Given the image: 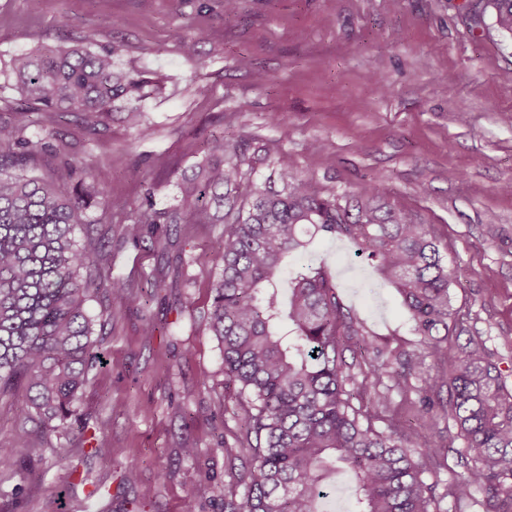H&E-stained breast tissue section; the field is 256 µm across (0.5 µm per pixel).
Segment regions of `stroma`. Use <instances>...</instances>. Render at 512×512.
<instances>
[{
  "instance_id": "stroma-1",
  "label": "stroma",
  "mask_w": 512,
  "mask_h": 512,
  "mask_svg": "<svg viewBox=\"0 0 512 512\" xmlns=\"http://www.w3.org/2000/svg\"><path fill=\"white\" fill-rule=\"evenodd\" d=\"M475 0H0V110L19 107L15 54L45 45H123L120 64L161 79L144 103L145 132L122 113L89 127L83 115L32 111L27 136L57 133L30 166L48 176L78 153L106 171L111 204L85 210L80 245L111 250L124 298L92 294V339L103 361L68 429L48 431L23 388L0 397V512H224V488L245 462L239 398L224 386L223 349L206 327L223 270L220 224L145 225L123 239L145 186L156 209L180 202L211 138L246 146L242 184L279 163L348 197L375 188L391 208L432 225L458 278L451 305L501 360L512 389V38ZM198 40L196 56L181 38ZM248 66H241V59ZM267 74L259 83L257 73ZM325 267L343 304L376 344L418 350L420 338L374 263L345 240L316 237L288 259V277ZM158 275L162 288L138 284ZM442 437L422 475L435 512H486L480 491L456 500L465 474ZM197 448L185 458V446ZM232 454H225V447Z\"/></svg>"
}]
</instances>
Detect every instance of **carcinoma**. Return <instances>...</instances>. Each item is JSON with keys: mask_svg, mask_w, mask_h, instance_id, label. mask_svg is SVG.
Here are the masks:
<instances>
[{"mask_svg": "<svg viewBox=\"0 0 512 512\" xmlns=\"http://www.w3.org/2000/svg\"><path fill=\"white\" fill-rule=\"evenodd\" d=\"M479 2L493 5L496 24L512 34V0ZM120 55L117 44L22 52L11 74L26 106L0 115V396L24 387L46 430L67 424L100 360L85 308L90 292L103 288L118 298L133 284L108 275L109 250L86 251L73 237L83 211L110 200L107 177L75 157L59 178L77 181L78 191L64 193L29 174L31 156L55 131L45 128L42 141H32L27 113L81 112L94 128L120 110L143 130V102L161 94L162 84L120 67ZM245 161L224 138L211 139L196 176L180 184L183 207L155 209L149 187L124 227L135 239L146 224L224 225V269L207 326L223 345L227 384L246 403L240 421L250 455L231 475L226 512H323V482L338 469L355 481L351 512H432L434 490L422 479L421 459L435 447L432 422L440 413L453 421L468 473L454 494L476 487L486 512H512V391L499 359L474 337L448 363L439 335L460 326L449 300L457 272L443 262L431 225L372 204L371 188L342 201L282 166L242 193ZM319 234L345 238L377 262L423 349L369 341L321 268L295 277L283 305L285 258L305 248V236ZM394 389L419 393L411 401L413 439L389 416Z\"/></svg>", "mask_w": 512, "mask_h": 512, "instance_id": "obj_1", "label": "carcinoma"}]
</instances>
